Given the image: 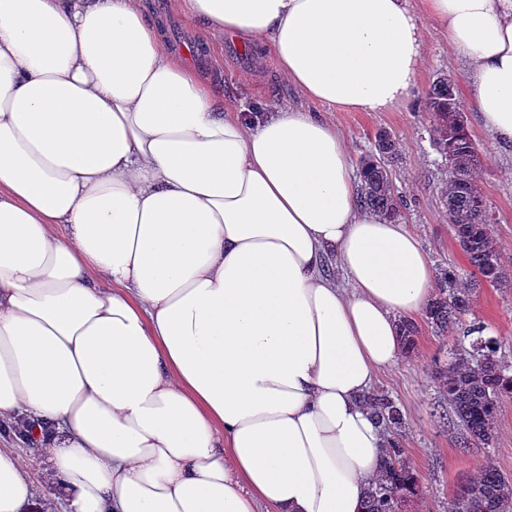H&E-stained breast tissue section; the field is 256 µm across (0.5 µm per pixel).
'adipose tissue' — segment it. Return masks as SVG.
Wrapping results in <instances>:
<instances>
[{
  "label": "adipose tissue",
  "mask_w": 512,
  "mask_h": 512,
  "mask_svg": "<svg viewBox=\"0 0 512 512\" xmlns=\"http://www.w3.org/2000/svg\"><path fill=\"white\" fill-rule=\"evenodd\" d=\"M423 4L512 146V0ZM175 6L335 112L404 102L424 55L410 0ZM435 292L329 119L225 106L142 0H0V422L45 473L0 447V512H361L365 398Z\"/></svg>",
  "instance_id": "adipose-tissue-1"
}]
</instances>
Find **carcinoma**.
Instances as JSON below:
<instances>
[{
	"mask_svg": "<svg viewBox=\"0 0 512 512\" xmlns=\"http://www.w3.org/2000/svg\"><path fill=\"white\" fill-rule=\"evenodd\" d=\"M450 99L461 107L454 84L447 79L432 83L424 97L426 131L446 172L442 205L469 268H440L438 292L425 309V322L438 336L448 335L461 324L480 283L495 285L503 279L500 253L491 229L492 207L478 184L483 158L468 128L456 126L457 113L440 110ZM398 156L395 143L377 138L359 162L360 202L392 219L400 217L401 200L389 177L390 166ZM399 329L406 352L414 351L418 325L404 319ZM483 331L479 324L465 328L454 360L436 372L435 379L468 438L487 444L494 437V422L503 401L512 397V364L498 359L499 340L484 336ZM366 401L376 422L391 433L393 442L386 449L379 478L366 489L363 509L403 512L405 503L421 493L420 476L406 462L405 449L399 442L403 415L386 393L373 391ZM448 512H512V480L487 463L457 488L448 502Z\"/></svg>",
	"mask_w": 512,
	"mask_h": 512,
	"instance_id": "obj_1",
	"label": "carcinoma"
}]
</instances>
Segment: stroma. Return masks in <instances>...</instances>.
Segmentation results:
<instances>
[{"instance_id": "stroma-1", "label": "stroma", "mask_w": 512, "mask_h": 512, "mask_svg": "<svg viewBox=\"0 0 512 512\" xmlns=\"http://www.w3.org/2000/svg\"><path fill=\"white\" fill-rule=\"evenodd\" d=\"M143 4L148 14L165 21L170 44H207V55L197 60L198 70L238 111H248L253 105L264 111L273 100L319 111V104L304 102L294 87L278 77L270 51L253 53L231 39L212 40L203 23L173 13L171 0H143ZM413 7L420 18L426 53L406 103L385 112L331 111L327 117L347 137L355 162L370 148L379 130L394 136L401 159L392 178L403 197L402 220L420 234L432 264L447 262L465 269L467 257L454 239L441 205L444 173L430 144L423 110L424 92L438 76L445 74L454 80L468 130L485 153L481 188L496 216L492 231L502 253L505 276L501 286L476 290L465 321L484 323L488 333L498 337L501 356L512 362V148L500 145L482 127L473 105L468 63L451 50L447 32L426 12L421 0H414ZM460 338L457 332L437 336L430 327L421 326L414 352L380 373L375 383L377 391L387 393L401 406L406 423L401 444L421 476L423 492L409 503L406 512H448L456 488L488 461L512 478V398L501 405L492 442L474 441L465 448L461 445L465 431L434 378L437 370L447 367Z\"/></svg>"}]
</instances>
